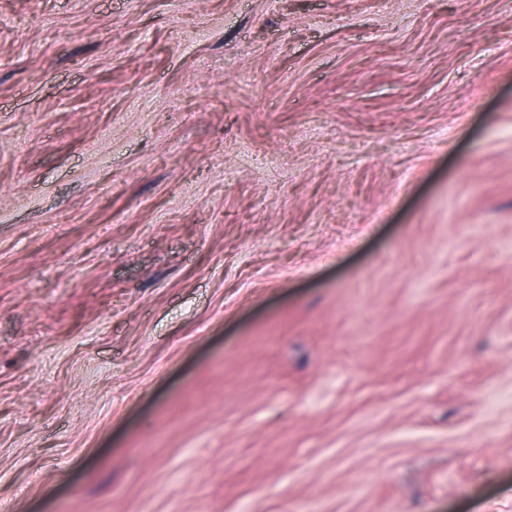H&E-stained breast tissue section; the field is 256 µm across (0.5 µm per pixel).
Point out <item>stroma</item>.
<instances>
[{"instance_id": "35a3bbf8", "label": "stroma", "mask_w": 512, "mask_h": 512, "mask_svg": "<svg viewBox=\"0 0 512 512\" xmlns=\"http://www.w3.org/2000/svg\"><path fill=\"white\" fill-rule=\"evenodd\" d=\"M0 512H512V0H0Z\"/></svg>"}]
</instances>
